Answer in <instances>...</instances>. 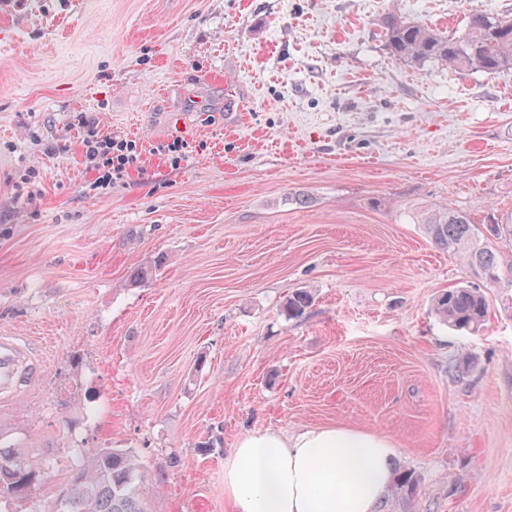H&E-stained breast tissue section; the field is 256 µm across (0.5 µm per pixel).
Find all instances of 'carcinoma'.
I'll return each instance as SVG.
<instances>
[{
    "instance_id": "carcinoma-1",
    "label": "carcinoma",
    "mask_w": 512,
    "mask_h": 512,
    "mask_svg": "<svg viewBox=\"0 0 512 512\" xmlns=\"http://www.w3.org/2000/svg\"><path fill=\"white\" fill-rule=\"evenodd\" d=\"M384 29L391 55L408 64L486 73L512 70V18L506 15L476 14L464 31L448 36L396 14L386 17ZM420 223L434 245L458 257L474 277L487 282L500 278L502 256L481 240L467 211L447 204L434 207L420 215ZM312 302L310 290L293 291L286 302L288 315H303ZM433 309L445 324L477 331L486 321L489 305L481 289L469 285L438 294ZM38 479L21 449L0 448V496H26ZM146 483L132 452L96 448L74 463L50 512H147ZM394 485L395 494L412 496L417 481L412 473L402 472Z\"/></svg>"
}]
</instances>
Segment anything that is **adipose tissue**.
<instances>
[{
    "instance_id": "adipose-tissue-1",
    "label": "adipose tissue",
    "mask_w": 512,
    "mask_h": 512,
    "mask_svg": "<svg viewBox=\"0 0 512 512\" xmlns=\"http://www.w3.org/2000/svg\"><path fill=\"white\" fill-rule=\"evenodd\" d=\"M397 447L343 425L241 435L224 463L229 512H375L392 479Z\"/></svg>"
}]
</instances>
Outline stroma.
<instances>
[{"label":"stroma","mask_w":512,"mask_h":512,"mask_svg":"<svg viewBox=\"0 0 512 512\" xmlns=\"http://www.w3.org/2000/svg\"><path fill=\"white\" fill-rule=\"evenodd\" d=\"M485 12L512 0H0V336L39 365L0 443L42 474L0 512H48L104 447L138 456L149 512H225L239 436L332 423L414 474L382 512H512V278L448 327L435 296L476 280L418 222L512 213V71L412 66L382 33ZM82 112L142 147L110 185Z\"/></svg>","instance_id":"35a3bbf8"}]
</instances>
